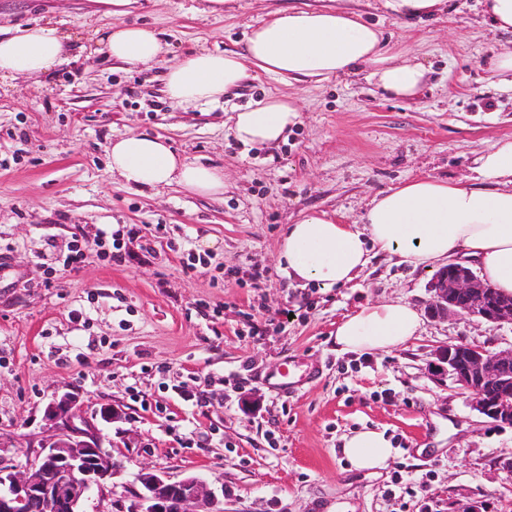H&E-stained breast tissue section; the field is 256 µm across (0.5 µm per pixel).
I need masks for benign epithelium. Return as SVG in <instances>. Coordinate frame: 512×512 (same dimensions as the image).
Wrapping results in <instances>:
<instances>
[{
  "mask_svg": "<svg viewBox=\"0 0 512 512\" xmlns=\"http://www.w3.org/2000/svg\"><path fill=\"white\" fill-rule=\"evenodd\" d=\"M427 313L436 319L467 315L493 324L512 325V296L504 297L456 261L436 271ZM436 371L448 375L470 394V405L496 423L512 426V345L489 350L460 340L437 353ZM112 420V405L90 414L79 393L56 395L47 407L50 422L42 436L23 439L0 432V447L23 444L39 449L23 469L0 461V512H82L87 492H103L118 462L95 423ZM143 491L131 512H224L206 481L188 477L172 481L149 469L140 474Z\"/></svg>",
  "mask_w": 512,
  "mask_h": 512,
  "instance_id": "obj_1",
  "label": "benign epithelium"
}]
</instances>
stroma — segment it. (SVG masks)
Instances as JSON below:
<instances>
[{"instance_id": "1", "label": "stroma", "mask_w": 512, "mask_h": 512, "mask_svg": "<svg viewBox=\"0 0 512 512\" xmlns=\"http://www.w3.org/2000/svg\"><path fill=\"white\" fill-rule=\"evenodd\" d=\"M330 0H138L112 17L93 0H0V24H52L84 44L53 75L0 79V431L43 435L46 408L65 389L89 410L111 405L102 430L122 468L84 512H131L141 466L170 479L196 476L225 512H512V426L474 411L431 365L437 349L467 340L512 345V325L425 318L417 339L373 354H341L336 324L367 302L425 310L431 272L374 258L359 287L290 285L276 253L286 225L306 212L360 223L379 192L417 176L471 177L473 160L512 139V88L494 57L512 31L493 29L482 0L395 18L383 0H343L379 28L393 53L421 62L416 97L392 98L365 73L321 82L261 74L223 102L174 107L168 66L201 48L242 50L269 10ZM153 29L166 52L127 67L94 53L114 23ZM292 97L300 120L285 142L245 146L229 133L236 109ZM129 133L167 138L181 157L224 171V192L125 186L108 149ZM125 225L153 250L118 265L94 238ZM87 236L78 271L43 284L40 254H66ZM206 263L185 273L187 252ZM265 269L259 283L251 268ZM310 379L278 384L284 361ZM201 388L204 406L181 389ZM384 432L396 453L381 475L353 469L344 435Z\"/></svg>"}]
</instances>
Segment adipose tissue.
Instances as JSON below:
<instances>
[{
    "mask_svg": "<svg viewBox=\"0 0 512 512\" xmlns=\"http://www.w3.org/2000/svg\"><path fill=\"white\" fill-rule=\"evenodd\" d=\"M116 63L159 60L156 33L114 24L99 39ZM71 45L50 25H15L0 34V77L48 76L66 64ZM259 71L282 79L321 81L367 72L389 95L412 97L425 77L421 63L397 58L382 31L334 7L277 8L252 28L242 51L202 50L167 68L165 92L176 105H214ZM300 118L294 102L273 95L235 112L230 131L240 143L275 145ZM110 169L126 182L158 189L179 184L189 191H224L220 169L177 156L163 137L131 133L109 150ZM470 181L418 177L373 198L363 225L342 224L324 213H306L288 225L277 262L289 279L322 289L354 288L372 256L433 269L457 258L472 263L493 288L512 295V140L475 160ZM419 312L406 301L367 303L343 316L334 333L342 353L390 351L418 336ZM395 453L383 432L366 429L345 437L342 454L352 467L377 474Z\"/></svg>",
    "mask_w": 512,
    "mask_h": 512,
    "instance_id": "obj_1",
    "label": "adipose tissue"
}]
</instances>
